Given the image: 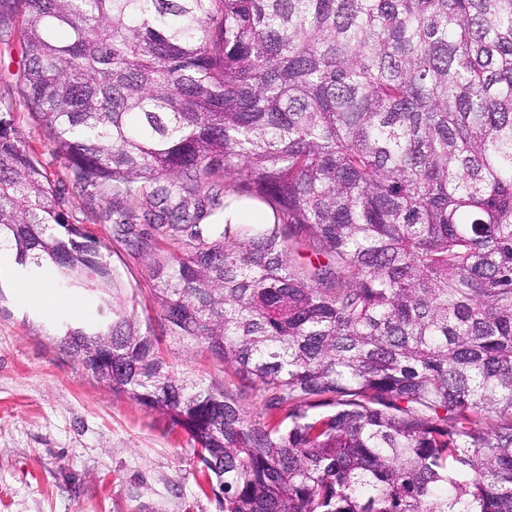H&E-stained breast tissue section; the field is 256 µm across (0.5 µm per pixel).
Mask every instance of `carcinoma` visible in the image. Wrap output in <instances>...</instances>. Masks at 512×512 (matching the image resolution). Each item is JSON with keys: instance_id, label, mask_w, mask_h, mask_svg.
<instances>
[{"instance_id": "1", "label": "carcinoma", "mask_w": 512, "mask_h": 512, "mask_svg": "<svg viewBox=\"0 0 512 512\" xmlns=\"http://www.w3.org/2000/svg\"><path fill=\"white\" fill-rule=\"evenodd\" d=\"M21 2L22 98L241 385L176 372L0 103V245L98 300L61 347L220 512H512V0ZM230 224H271L270 209L256 200L233 199L230 207L224 209V223Z\"/></svg>"}]
</instances>
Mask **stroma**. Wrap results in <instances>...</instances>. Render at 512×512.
I'll return each instance as SVG.
<instances>
[{"instance_id": "stroma-1", "label": "stroma", "mask_w": 512, "mask_h": 512, "mask_svg": "<svg viewBox=\"0 0 512 512\" xmlns=\"http://www.w3.org/2000/svg\"><path fill=\"white\" fill-rule=\"evenodd\" d=\"M22 19L18 8L0 13V102L14 106L23 144L72 222L110 240V191L78 183L20 95ZM109 262L136 297V321L180 373L231 381L219 359L169 334L150 299L145 259L113 244ZM36 297L55 301L52 314L33 305ZM60 317L91 320L95 309L83 294L17 268L0 275V512H218L214 495L200 489L186 432L88 374L60 346Z\"/></svg>"}]
</instances>
